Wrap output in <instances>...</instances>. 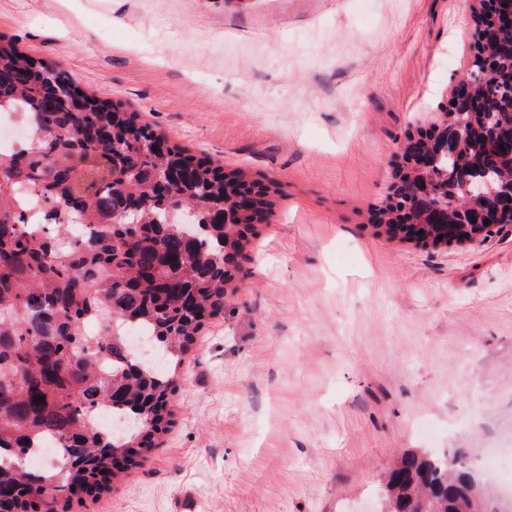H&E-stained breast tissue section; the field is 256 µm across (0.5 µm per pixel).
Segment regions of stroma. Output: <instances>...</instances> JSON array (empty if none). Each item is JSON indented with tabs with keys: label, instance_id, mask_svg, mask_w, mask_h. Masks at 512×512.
Returning <instances> with one entry per match:
<instances>
[{
	"label": "stroma",
	"instance_id": "35a3bbf8",
	"mask_svg": "<svg viewBox=\"0 0 512 512\" xmlns=\"http://www.w3.org/2000/svg\"><path fill=\"white\" fill-rule=\"evenodd\" d=\"M474 0H0V35L273 190L175 414L69 512H376L407 448L512 442V224L372 237L407 131L469 69Z\"/></svg>",
	"mask_w": 512,
	"mask_h": 512
}]
</instances>
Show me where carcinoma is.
Segmentation results:
<instances>
[{
	"label": "carcinoma",
	"instance_id": "obj_1",
	"mask_svg": "<svg viewBox=\"0 0 512 512\" xmlns=\"http://www.w3.org/2000/svg\"><path fill=\"white\" fill-rule=\"evenodd\" d=\"M477 2L475 21L489 40L473 42V59L485 55L490 75L483 84L461 79L452 93L479 110L473 118L439 113L405 136L404 153L433 162L434 203L457 223L499 207L498 223L512 224V0ZM68 80L0 37V113L18 102L35 125L26 148L0 156V490L13 489L17 512H62L68 483L97 493L156 447L185 355L224 312L254 220L273 206L271 186L172 143L118 102L86 94L84 110L73 111ZM460 121L461 147L434 156L432 134ZM421 180L414 166L394 174L370 215L375 229L393 239L403 224L427 223L412 205ZM21 185L37 189L49 219L72 209L92 235L62 250L55 237L29 230L12 204ZM95 317L103 327L90 335ZM100 408L112 410L115 429L86 421ZM46 439L66 451L67 467L24 464L30 444ZM473 459L470 448L405 450L380 486L387 512H421L419 493L431 512H470V492L496 512Z\"/></svg>",
	"mask_w": 512,
	"mask_h": 512
}]
</instances>
